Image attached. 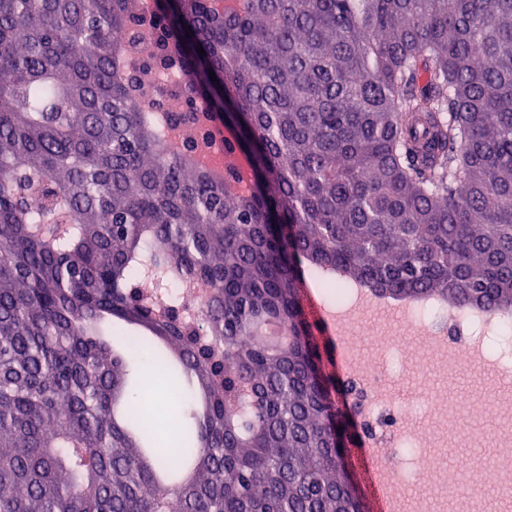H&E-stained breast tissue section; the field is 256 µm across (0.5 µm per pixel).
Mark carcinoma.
Listing matches in <instances>:
<instances>
[{"instance_id": "1", "label": "carcinoma", "mask_w": 512, "mask_h": 512, "mask_svg": "<svg viewBox=\"0 0 512 512\" xmlns=\"http://www.w3.org/2000/svg\"><path fill=\"white\" fill-rule=\"evenodd\" d=\"M175 10L0 0V512H364L296 284L512 309V0ZM226 110L230 205L184 153Z\"/></svg>"}]
</instances>
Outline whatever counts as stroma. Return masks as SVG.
Returning <instances> with one entry per match:
<instances>
[{
    "label": "stroma",
    "instance_id": "obj_1",
    "mask_svg": "<svg viewBox=\"0 0 512 512\" xmlns=\"http://www.w3.org/2000/svg\"><path fill=\"white\" fill-rule=\"evenodd\" d=\"M341 317L350 354L379 367L376 385L401 398L403 421L429 431V453L453 464L457 456L474 461L500 459L505 442H512V380L505 369L471 360L466 351L456 356L427 347L400 315L360 305L347 306ZM371 320L386 336L395 338L387 351L363 337L360 320ZM466 394V409H451L457 394ZM480 512H512V469L500 467L482 473Z\"/></svg>",
    "mask_w": 512,
    "mask_h": 512
}]
</instances>
